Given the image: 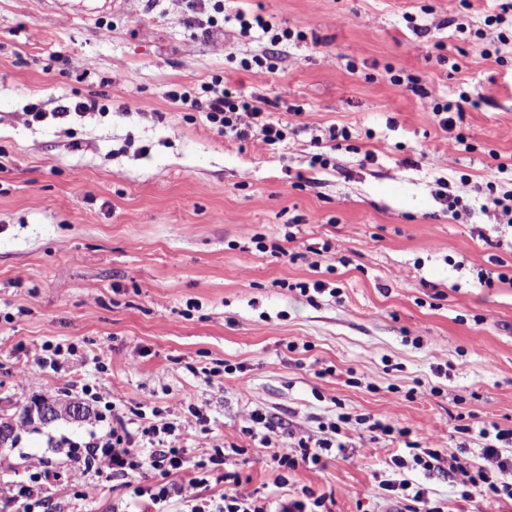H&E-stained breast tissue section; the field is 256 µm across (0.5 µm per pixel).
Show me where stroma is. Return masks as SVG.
Listing matches in <instances>:
<instances>
[{
	"mask_svg": "<svg viewBox=\"0 0 512 512\" xmlns=\"http://www.w3.org/2000/svg\"><path fill=\"white\" fill-rule=\"evenodd\" d=\"M239 5L224 0L207 38L180 0H0V416L75 399L79 380L120 412L159 409L192 457L241 448L247 495L404 512L382 486L406 479L443 512H512L463 498L447 471L397 468L370 429L407 427L476 462L479 428L512 429V286L478 280L512 266V227L474 192L502 162L495 186L512 190V40L486 23L498 0H247L298 34L263 73L241 68L268 38L239 36ZM392 71L480 105L443 129ZM217 75L292 124L286 140L226 138L170 97ZM64 93L106 111L25 122ZM332 126L349 139L329 142ZM317 280L338 295L300 292ZM47 340L77 343L82 361L40 369ZM193 407L209 434L186 426ZM256 412L295 440L349 416L348 451L277 466L247 432ZM89 428L20 426L0 447V512H17L39 458L67 512H124L123 481L74 473L69 447Z\"/></svg>",
	"mask_w": 512,
	"mask_h": 512,
	"instance_id": "stroma-1",
	"label": "stroma"
}]
</instances>
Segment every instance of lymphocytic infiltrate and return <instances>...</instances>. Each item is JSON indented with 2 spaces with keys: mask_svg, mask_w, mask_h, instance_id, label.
Returning a JSON list of instances; mask_svg holds the SVG:
<instances>
[{
  "mask_svg": "<svg viewBox=\"0 0 512 512\" xmlns=\"http://www.w3.org/2000/svg\"><path fill=\"white\" fill-rule=\"evenodd\" d=\"M235 19L242 36H250L253 29H261L268 36L265 54L243 61L244 69L271 70V60L278 53L280 45L292 37L291 30L281 29L262 15L238 11ZM223 77H213L204 84L205 101H198L188 93L172 91L173 101L186 108L204 107L209 123L218 133L247 139L252 132H259L262 146H273L285 140L288 131L282 121L272 119L268 112L258 105L256 99L235 95L223 87ZM80 397L89 407L96 422L113 420L114 425L104 434L89 430L88 439L82 446L83 457L91 458L98 473L107 479H125L143 466H150L161 476V483L152 486H135L133 489V512H151L155 506L180 498L188 503L189 512H316L323 507L324 497L305 491L303 498H284L275 503L261 502L250 495L238 492L239 475L229 467L230 460L223 451H216L211 461L190 462L180 440V431L172 423L151 424L142 427L137 434L120 431L122 415L117 414L114 402L104 401L92 387L82 386ZM253 421L259 427L263 447L272 449V460L278 466L296 467L298 462L320 464L323 449L336 447L345 449V441L326 438L316 440L298 439L295 444L283 441L276 426L264 415H254ZM373 430L387 441L402 437L407 449L412 450L415 465L425 470L438 468L440 462H447L448 473L465 489L466 496L504 495L512 499V483L504 482L503 474L512 469V463L501 457L502 449L512 447V429L496 430L494 438L483 450L484 464H475L469 457L457 453H445L441 448H425L420 437L411 429L395 428L381 421L374 422ZM191 471V478L184 483L173 482L174 474ZM224 484L219 499L205 501L199 495L200 488L211 484Z\"/></svg>",
  "mask_w": 512,
  "mask_h": 512,
  "instance_id": "1",
  "label": "lymphocytic infiltrate"
}]
</instances>
